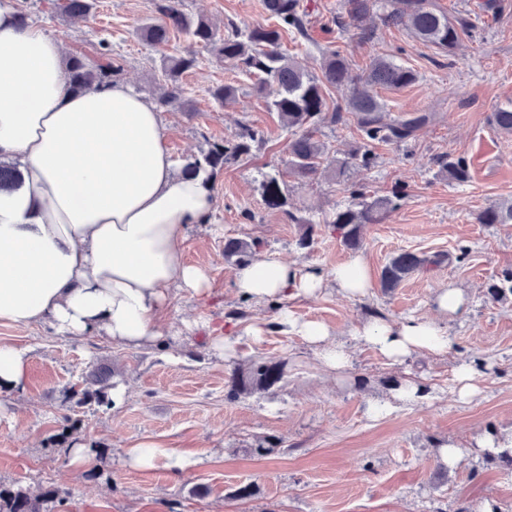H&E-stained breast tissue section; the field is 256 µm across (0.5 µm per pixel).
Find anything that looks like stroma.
Listing matches in <instances>:
<instances>
[{
  "label": "stroma",
  "mask_w": 512,
  "mask_h": 512,
  "mask_svg": "<svg viewBox=\"0 0 512 512\" xmlns=\"http://www.w3.org/2000/svg\"><path fill=\"white\" fill-rule=\"evenodd\" d=\"M13 2L61 40L65 54L92 56L107 43L121 67L119 80L153 103L162 93L161 55L196 50V66L181 78L182 100L159 109L176 165L211 142L232 138L243 121L261 130L263 140L249 157L225 166L212 187L208 223L186 232L183 258L207 273L211 291L202 299L175 296L164 319L165 345L133 349L98 335L64 336L47 324H0V342L24 350L28 359L24 387L0 391V485L36 495L52 486L66 491L64 500L47 503V512H479L485 504L492 512H512V466L473 443L475 434L512 427V291L502 290L495 300L488 293L503 271L512 270V224L478 221L485 208L512 201V137L489 121L496 108L512 105V0H501L498 12L482 0H434L451 19L470 23L450 58L401 26L376 24L369 40L355 29H338L342 0H301L307 35L284 32V50L314 72L326 46L339 49L358 72L374 57L393 58L418 78L402 89L378 88L390 116L436 115L407 146L374 145L376 164L352 172V181L367 190L402 196L381 223L364 227L355 251L325 222L312 245L300 248L299 225L262 204L265 173L286 178L298 217L324 220L348 202L329 169L303 183L289 178L290 134L266 107L275 87L257 94L239 71L195 48L185 33L172 32L161 51L141 40L137 30L153 16V0H96L79 20L59 16L47 0ZM183 10L219 26L229 18L242 28L267 19L263 0H183ZM224 83L242 86L234 102L211 97ZM442 154L466 159L468 182L449 181L435 162ZM228 238L259 242L263 258L326 279L353 258L365 261L372 282L366 296L347 298L329 285L318 298L289 305L299 321L332 330L349 356L345 368L326 370L301 337L276 330L229 354L214 349L210 328L230 319L271 323L280 313L277 303L257 304L236 293L234 266L224 258ZM402 250L431 264L384 289L381 272ZM450 284L465 289L470 303L446 322L447 354L392 365L354 337L371 319L437 318L433 298ZM280 358L288 365L278 387L226 399L232 370ZM464 365L476 387L466 399L455 381ZM92 372L122 388L121 405H75L72 386ZM397 380L422 387L423 397L400 401ZM375 403L384 411L371 412ZM262 438L281 440L280 451L253 454ZM144 439L190 460V467L178 475L163 460L129 467L128 448ZM450 443L462 458L452 466L440 454ZM77 444L101 452L95 467L72 464ZM248 483L256 494L237 499L235 490Z\"/></svg>",
  "instance_id": "obj_1"
}]
</instances>
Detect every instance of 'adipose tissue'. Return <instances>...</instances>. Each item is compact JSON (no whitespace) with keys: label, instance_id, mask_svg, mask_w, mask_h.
<instances>
[{"label":"adipose tissue","instance_id":"ef3b65f1","mask_svg":"<svg viewBox=\"0 0 512 512\" xmlns=\"http://www.w3.org/2000/svg\"><path fill=\"white\" fill-rule=\"evenodd\" d=\"M0 157L21 175L0 192V324L47 322L138 348L164 336L172 290L209 292L206 272L182 258L188 227L214 207L203 176L175 169L158 112L128 84L69 91L61 41L21 23L11 0H0ZM322 286L316 273L263 259L234 275L237 293L258 303ZM276 323L327 369L346 365L323 323L286 309ZM355 334L392 363L450 347L445 327L421 318L374 319Z\"/></svg>","mask_w":512,"mask_h":512}]
</instances>
